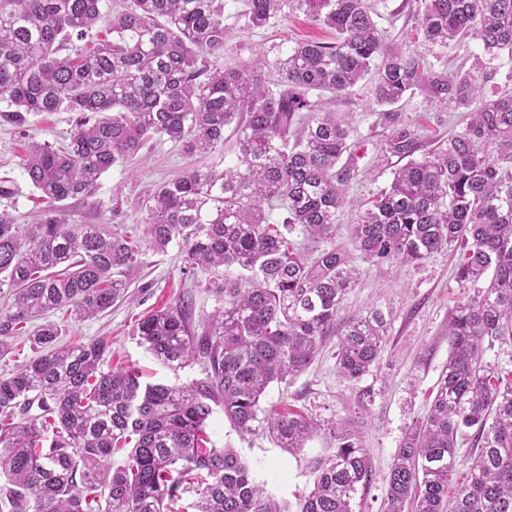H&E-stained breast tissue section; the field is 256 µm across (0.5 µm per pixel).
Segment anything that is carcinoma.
I'll return each mask as SVG.
<instances>
[{
	"mask_svg": "<svg viewBox=\"0 0 512 512\" xmlns=\"http://www.w3.org/2000/svg\"><path fill=\"white\" fill-rule=\"evenodd\" d=\"M103 2L0 0V116L23 126L28 112L77 114L66 144L36 143L23 159L46 206L28 224L0 209V288L10 299L0 357L43 320L27 333L35 356L0 375V512H289L234 449L205 447L217 408L239 431L261 429L290 451L333 439L299 512H354L371 469L358 432L295 412L266 416L261 398L332 338L340 378L356 382L377 366L385 314L345 312L360 277L353 252L371 265H419L454 250V279L473 294L450 316L448 365L396 451L381 512H512V371L483 359L486 344L512 348V94L486 100L471 72L404 53L363 0H241L246 30L300 12L336 40L237 65L224 64L234 50L224 0H124L115 14ZM405 2L416 4V31L438 62L467 38L492 60L512 54V0ZM94 29L92 48L75 46ZM368 75L380 106L417 92L481 105L419 157L415 126L380 113L381 153L402 165L356 213L350 251L333 239L359 172L354 113L336 103ZM230 125L236 161L158 187L140 204V240L59 206L93 197L104 173L152 140L189 157L216 154ZM274 209L279 224L269 222ZM173 241L183 271L209 275L218 307L197 331L180 297L133 335L169 370L199 363L203 377L143 386L134 370L103 369L108 339L59 344L48 315L86 320L109 309L127 298L147 252ZM460 467L466 477L455 482Z\"/></svg>",
	"mask_w": 512,
	"mask_h": 512,
	"instance_id": "carcinoma-1",
	"label": "carcinoma"
}]
</instances>
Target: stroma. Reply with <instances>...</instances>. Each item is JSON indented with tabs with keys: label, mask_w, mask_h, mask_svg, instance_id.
<instances>
[{
	"label": "stroma",
	"mask_w": 512,
	"mask_h": 512,
	"mask_svg": "<svg viewBox=\"0 0 512 512\" xmlns=\"http://www.w3.org/2000/svg\"><path fill=\"white\" fill-rule=\"evenodd\" d=\"M374 13L379 27L389 39L406 53L418 51L412 39L416 18L404 0H365ZM234 0L224 11V23L232 34L236 49L229 62L250 59L254 52L268 56L287 52L296 44L319 40H334L333 31L310 22L303 14L253 31L244 30V19L238 14ZM370 80L358 83L342 110L355 115L352 141L359 156L360 175L348 196L364 200L391 181V167L382 161L378 143L383 132L379 124V106L371 102ZM416 126L424 150H432L437 141L463 126L462 109L452 104L428 100L423 94L403 98L397 105ZM74 127L70 112H41L29 115L24 126L18 127L0 119V181L9 180L13 193L0 198V208L8 209L19 223H26L40 202L22 169V158L33 142L61 145ZM236 160L233 128L224 130V151L206 158H191L168 141H154L130 161L115 165L98 181L94 204L79 199L67 200L68 210L89 224H102L115 232L141 236L144 214L138 203L161 183L185 170L202 164L229 165ZM455 253L441 254L411 266L385 263L363 265L357 288L347 296L345 305L351 311L377 307L386 315L388 336L377 367L360 381L339 378L332 347H325L315 362L303 374L283 383L272 384L261 406L267 410L291 405L322 420H351L359 431L370 457L372 480L366 495L356 506V512H381L388 488V476L395 453L407 428L424 416L431 401L442 369L448 363V320L465 291L453 278ZM207 276L203 272L182 270L180 247L170 243L165 252L148 253L137 278L144 294L135 302L117 304L93 320L78 321L63 313L52 316L61 327V342L70 344L104 337L112 343L108 368L137 370L146 383H186L201 375L199 365L172 372L159 364L140 345L133 326L146 311L191 294L193 327H201L216 303L206 290ZM370 391L372 403L362 409L360 395ZM211 446L237 449L253 468L256 481L276 499L297 508L300 492L311 487L317 461L323 458L329 440L317 436L303 451L288 452L262 433L239 432L215 411L208 428Z\"/></svg>",
	"instance_id": "35a3bbf8"
}]
</instances>
